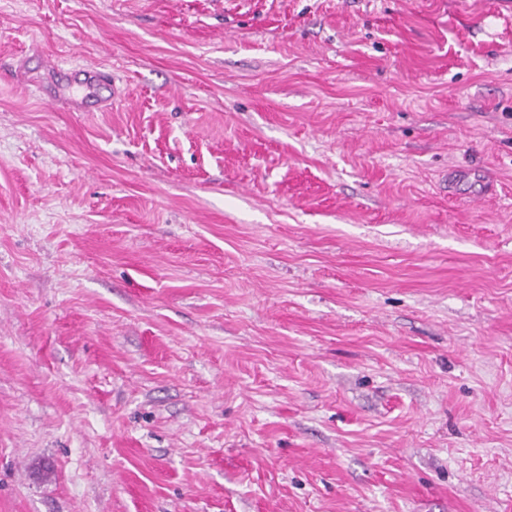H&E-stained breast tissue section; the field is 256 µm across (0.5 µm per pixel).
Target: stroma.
Here are the masks:
<instances>
[{
  "label": "stroma",
  "instance_id": "obj_1",
  "mask_svg": "<svg viewBox=\"0 0 512 512\" xmlns=\"http://www.w3.org/2000/svg\"><path fill=\"white\" fill-rule=\"evenodd\" d=\"M0 512H512V0H0ZM75 75L81 85L87 87L104 85L111 90L110 98L102 99L96 104L98 109H104L112 103V73L106 72L96 65L86 64L76 69Z\"/></svg>",
  "mask_w": 512,
  "mask_h": 512
}]
</instances>
